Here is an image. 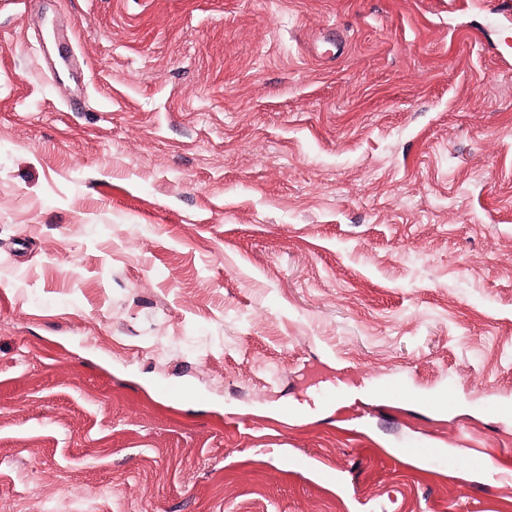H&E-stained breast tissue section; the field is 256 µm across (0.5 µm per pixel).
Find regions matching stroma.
<instances>
[{
    "mask_svg": "<svg viewBox=\"0 0 512 512\" xmlns=\"http://www.w3.org/2000/svg\"><path fill=\"white\" fill-rule=\"evenodd\" d=\"M498 3L0 0V512H512ZM387 390L406 400H412V401H418L420 403H426L427 405L434 406L439 409H447L452 405V401L448 397V400H440L438 398L434 397H427V396H417L411 387H408L404 385L403 383L399 381H393L387 386Z\"/></svg>",
    "mask_w": 512,
    "mask_h": 512,
    "instance_id": "obj_1",
    "label": "stroma"
}]
</instances>
